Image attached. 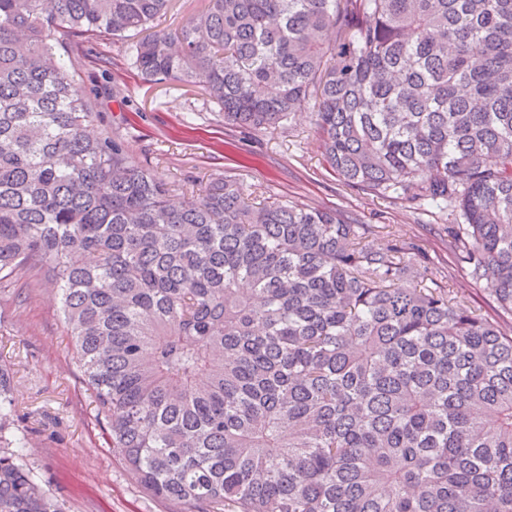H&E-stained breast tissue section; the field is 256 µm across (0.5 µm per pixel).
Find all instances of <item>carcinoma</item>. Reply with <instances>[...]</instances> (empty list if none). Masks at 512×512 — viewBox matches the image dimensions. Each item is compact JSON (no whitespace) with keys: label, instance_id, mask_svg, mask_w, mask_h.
<instances>
[{"label":"carcinoma","instance_id":"obj_1","mask_svg":"<svg viewBox=\"0 0 512 512\" xmlns=\"http://www.w3.org/2000/svg\"><path fill=\"white\" fill-rule=\"evenodd\" d=\"M169 2L0 0V282L56 286L112 452L180 512H512V336L463 290L334 210L224 179L174 205L90 133L60 38ZM129 54L241 128L314 100L330 168L454 215L448 249L512 314V0H207ZM11 386L0 364V512H63Z\"/></svg>","mask_w":512,"mask_h":512}]
</instances>
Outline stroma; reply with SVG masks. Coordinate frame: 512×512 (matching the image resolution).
<instances>
[{
  "mask_svg": "<svg viewBox=\"0 0 512 512\" xmlns=\"http://www.w3.org/2000/svg\"><path fill=\"white\" fill-rule=\"evenodd\" d=\"M64 59L94 102L95 133L121 143L136 164L168 182L175 200L225 178L259 200L339 211L366 226L374 247L391 235L414 244L411 262L428 267L438 283L465 290L512 336V315L449 253L445 222L340 181L323 159L309 110L276 130L236 128L200 87L143 81L122 42L74 39ZM0 363L13 372L25 461L66 512H179L144 492L107 447L57 311V290L37 273L0 290Z\"/></svg>",
  "mask_w": 512,
  "mask_h": 512,
  "instance_id": "35a3bbf8",
  "label": "stroma"
}]
</instances>
